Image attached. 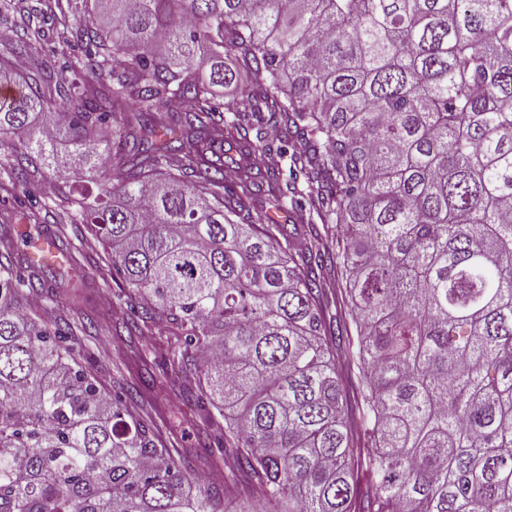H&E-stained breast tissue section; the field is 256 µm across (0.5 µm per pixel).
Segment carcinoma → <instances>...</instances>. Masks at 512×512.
<instances>
[{
  "label": "carcinoma",
  "mask_w": 512,
  "mask_h": 512,
  "mask_svg": "<svg viewBox=\"0 0 512 512\" xmlns=\"http://www.w3.org/2000/svg\"><path fill=\"white\" fill-rule=\"evenodd\" d=\"M62 0L4 49L0 145L111 250L128 333L163 310L262 512H512V0ZM82 48L79 67L65 47ZM248 82L251 112L217 88ZM59 112L53 133L39 119ZM278 129L289 178L254 151ZM89 176L97 192L75 191ZM271 200L294 223L252 215ZM0 222V512H217L54 328ZM306 241H300L301 237ZM333 277L340 295L330 298ZM352 322L351 404L327 319ZM370 425L358 493L349 419Z\"/></svg>",
  "instance_id": "obj_1"
}]
</instances>
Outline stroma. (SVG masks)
<instances>
[{
	"instance_id": "stroma-1",
	"label": "stroma",
	"mask_w": 512,
	"mask_h": 512,
	"mask_svg": "<svg viewBox=\"0 0 512 512\" xmlns=\"http://www.w3.org/2000/svg\"><path fill=\"white\" fill-rule=\"evenodd\" d=\"M67 237L80 266L68 278L42 274L34 294L36 314L49 322H73L68 343L100 389L108 395L131 393L135 412L169 448L178 468L206 474L222 497L223 512H235L236 501L225 496L220 480L223 458L210 446L216 426L193 403L199 365L191 360L171 369L172 329L163 315L147 322L141 334L117 336L114 327L129 312L116 299L118 286L104 246H81L74 227Z\"/></svg>"
}]
</instances>
